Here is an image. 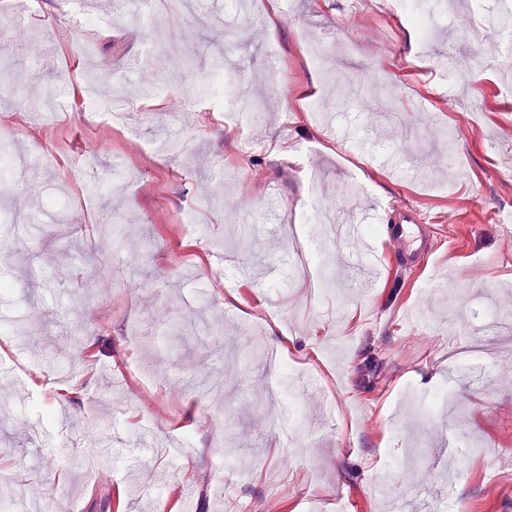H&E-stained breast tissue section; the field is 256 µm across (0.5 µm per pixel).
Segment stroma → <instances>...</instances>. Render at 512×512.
Masks as SVG:
<instances>
[{
  "mask_svg": "<svg viewBox=\"0 0 512 512\" xmlns=\"http://www.w3.org/2000/svg\"><path fill=\"white\" fill-rule=\"evenodd\" d=\"M10 2L0 139L36 161L0 193V240L29 241L0 260V354L27 353L0 369L9 512H183L188 487L195 512H403L416 498L512 512V39L474 0H427V37L403 0L380 17L369 0H294L283 16L265 0L283 54L330 44L337 86L299 61L267 70L266 35L226 0L171 16L167 45L148 21L113 23L112 0H86L87 32L68 25V0H41L13 31ZM219 56L237 61L234 96L257 125L226 124L224 100L201 92L187 147L149 151ZM97 74L100 98L128 105L121 126L84 112ZM56 86L71 110L27 122ZM390 153L415 176L392 180ZM355 183L364 209L399 199L442 220L422 270L366 293L339 270L364 256L334 232ZM189 212L204 235L182 224ZM314 214L327 225L297 239ZM479 305L500 334L475 374L449 353L461 327L480 331ZM267 347L286 358L279 401ZM138 431L150 448L133 446ZM90 448L107 479L81 468Z\"/></svg>",
  "mask_w": 512,
  "mask_h": 512,
  "instance_id": "1",
  "label": "stroma"
}]
</instances>
